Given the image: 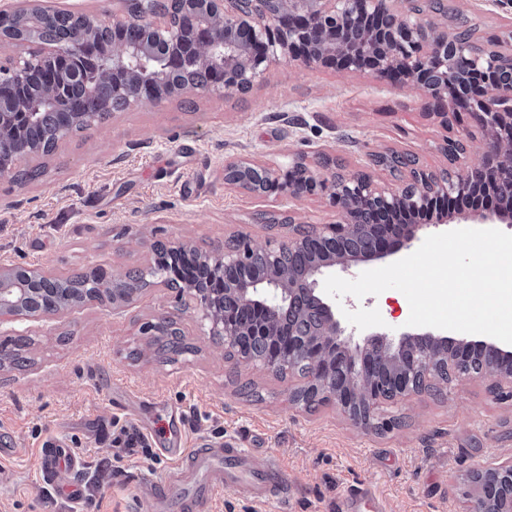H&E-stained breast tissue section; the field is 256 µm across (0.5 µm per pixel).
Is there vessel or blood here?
Segmentation results:
<instances>
[{
  "label": "vessel or blood",
  "mask_w": 512,
  "mask_h": 512,
  "mask_svg": "<svg viewBox=\"0 0 512 512\" xmlns=\"http://www.w3.org/2000/svg\"><path fill=\"white\" fill-rule=\"evenodd\" d=\"M172 460L169 471L150 483L152 496L165 504L168 512L204 508L214 494L232 489L257 502L288 494V482L274 463H257L253 453L240 443H214L198 448L189 444L167 451ZM83 460L71 449L53 443L43 448L40 471L44 482L54 484L56 493L73 504L82 501L79 483L55 485L58 471H81Z\"/></svg>",
  "instance_id": "1"
}]
</instances>
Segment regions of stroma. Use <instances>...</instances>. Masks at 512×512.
Listing matches in <instances>:
<instances>
[{
  "label": "stroma",
  "instance_id": "35a3bbf8",
  "mask_svg": "<svg viewBox=\"0 0 512 512\" xmlns=\"http://www.w3.org/2000/svg\"><path fill=\"white\" fill-rule=\"evenodd\" d=\"M481 41L512 34V4L448 0ZM481 129L468 114L442 124L413 82L394 85L373 72H337L280 60L246 94L213 92L130 105L59 141L48 156L0 175V266H38L67 276L91 267L146 270L154 245L199 247L287 236L288 224L340 222L329 190L299 199L280 189L254 198L224 182V163L245 157L285 173L296 155L318 176L363 172L393 184L374 155H415L434 173L457 175L481 159ZM449 138L466 151L450 161ZM40 169L31 181L23 169ZM406 297L389 289L349 311L359 333L403 328ZM174 321L188 345L167 361L148 326ZM175 292L146 289L122 312L88 304L47 319L0 322V346L27 338L26 367L0 366V443L23 453L0 459V512H157L142 485L170 459L155 445L160 424H181L189 443L236 440L275 459L288 501L256 504L232 490L212 512H348L351 491L368 488L387 512H465L463 480L512 459V385L459 377L383 402L363 431L332 402L294 404L299 378L240 364ZM136 428L149 451L115 450L114 424ZM65 443L85 462L66 483L83 485L81 508L57 496L39 473L43 446ZM121 462H114V455Z\"/></svg>",
  "mask_w": 512,
  "mask_h": 512
}]
</instances>
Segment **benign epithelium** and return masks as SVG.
<instances>
[{
    "label": "benign epithelium",
    "mask_w": 512,
    "mask_h": 512,
    "mask_svg": "<svg viewBox=\"0 0 512 512\" xmlns=\"http://www.w3.org/2000/svg\"><path fill=\"white\" fill-rule=\"evenodd\" d=\"M141 11L123 18L104 20L99 14L75 13L44 6L41 0H21L11 14L23 20L30 16L47 19L68 15L78 20L68 44L43 36L29 40L35 46L30 58L11 67L0 65V108L12 101L11 94L23 69L50 57L84 55L92 34L104 22L112 29L138 23L146 37L180 41L185 54L206 66L203 80L176 89L167 85L164 74L178 66V58L157 60L158 72L147 74L141 67L126 65L130 48L112 41L109 50L91 59L105 76L120 71L138 76V89L128 103H155L177 92L184 96L200 92L248 91L262 79L268 67L281 59L307 66H333L336 70H370L393 83L413 79L431 99L442 103L446 112H470L486 132L482 161L458 174L456 179L440 178L417 169L400 186L381 185L363 174L339 176L331 182L333 196L342 204L344 223L298 228L288 225V240L269 238L251 251L266 255L269 265L262 270L247 266L241 253L224 246L201 250L184 242L165 246L176 259L188 250L210 273L212 283L173 281L160 274L153 288L174 290L188 308L201 313L209 323V335L228 345L243 333L263 344L260 359L240 355L237 362L259 363L272 372L288 368L301 356L312 375L307 384L291 390L295 404L326 398L336 402L350 422L369 431L375 426L379 404L398 396L422 391L431 379L423 360L412 359L398 368V379L384 384L375 377L379 363L398 358L400 352L423 339L445 346V368L481 353L493 365L483 373L512 381V347L485 336L462 341L432 332L372 333L355 338L356 328L343 322L336 301L324 291L327 273L340 269L352 273L353 259L331 253L318 260L301 277L293 279L276 271L282 252L295 251L312 240L340 241L356 224L371 216L391 218L402 210L418 211L432 199L451 201L477 183L512 179V143L497 132L512 134V34L490 46L478 45L470 52L448 37L445 0H193L202 22L196 28L175 29L164 5L170 0H139ZM14 113L0 111V174L13 170L15 163L35 154L27 142L11 136ZM295 178L283 190L294 199L306 195L304 184L316 180L314 172L300 158L292 162ZM224 183L239 185L264 196L276 184L274 170L260 167L246 158L224 164ZM470 224H511L512 200L458 214ZM420 224L379 225L371 247L362 251L367 261L381 260L410 249L419 240ZM111 278L127 284L120 295L108 299L96 292L56 300L47 305L42 286L62 277L39 267H0V317L24 321L52 317L90 303L110 304L121 311L137 301L143 289L139 283L115 272ZM492 480L506 491L499 512H512V460L471 472L467 512H489L485 486Z\"/></svg>",
    "instance_id": "7a95c632"
}]
</instances>
